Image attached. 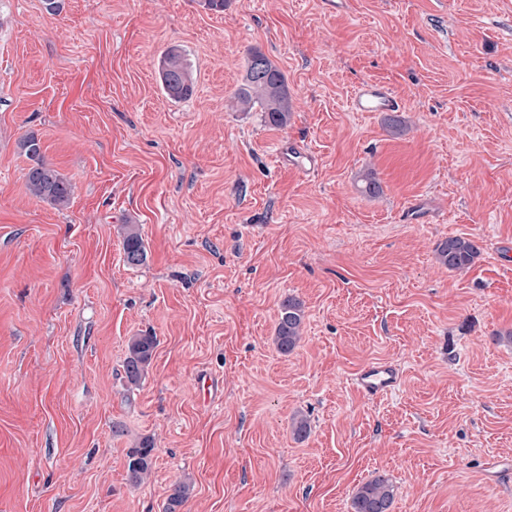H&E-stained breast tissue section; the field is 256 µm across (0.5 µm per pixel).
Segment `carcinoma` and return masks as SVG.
I'll list each match as a JSON object with an SVG mask.
<instances>
[{
  "label": "carcinoma",
  "mask_w": 512,
  "mask_h": 512,
  "mask_svg": "<svg viewBox=\"0 0 512 512\" xmlns=\"http://www.w3.org/2000/svg\"><path fill=\"white\" fill-rule=\"evenodd\" d=\"M158 75L162 89L170 99L181 101L193 95L195 85L192 72L179 49L171 47L164 53L159 61ZM234 99L244 112L260 107L269 124L274 127L286 126L291 118L292 104L285 74L259 50L249 53L244 81ZM21 148L33 161L25 174L29 193L58 208L68 206L72 185L43 161L39 140L33 135L27 136ZM119 234L126 265H142L147 259V250L136 225H120ZM478 254L476 241L463 236L448 237L436 247L438 262L450 270L470 267ZM304 318L302 301L288 297L281 302L275 336L276 348L281 354L288 355L299 346ZM156 346V337L149 333L129 338L124 362L125 378L129 385H140L151 365ZM153 451L151 442L144 439L127 453V474L132 483L139 484L150 475ZM393 499L394 488L390 479L380 474L357 489L352 498V512H390Z\"/></svg>",
  "instance_id": "1"
}]
</instances>
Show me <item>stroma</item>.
I'll use <instances>...</instances> for the list:
<instances>
[{"mask_svg": "<svg viewBox=\"0 0 512 512\" xmlns=\"http://www.w3.org/2000/svg\"><path fill=\"white\" fill-rule=\"evenodd\" d=\"M172 47L195 79L177 102ZM255 48L286 76L285 127L232 105ZM365 81L401 101L402 136L349 111ZM30 135L68 207L28 192ZM451 236L477 241L470 269L437 262ZM507 242L512 0H0V512H164L179 483V512H351L379 474L392 512H512ZM289 296L305 321L284 356ZM374 361L394 393L357 390ZM158 75L164 93L171 100L181 101L193 95L192 72L178 48H169L161 57ZM119 234L122 237L123 255L126 265L130 267L142 265L147 259V250L136 225H120ZM305 311L302 301L288 297L281 302L275 344L282 355L292 353L302 340ZM156 346V336L150 333H141L129 338L124 373L130 386L140 385L151 365ZM398 371L390 364L371 362L362 367L356 375V385L366 396H382L398 386ZM153 451L151 442L144 439L127 453V474L132 483L139 484L150 475Z\"/></svg>", "mask_w": 512, "mask_h": 512, "instance_id": "1", "label": "stroma"}]
</instances>
